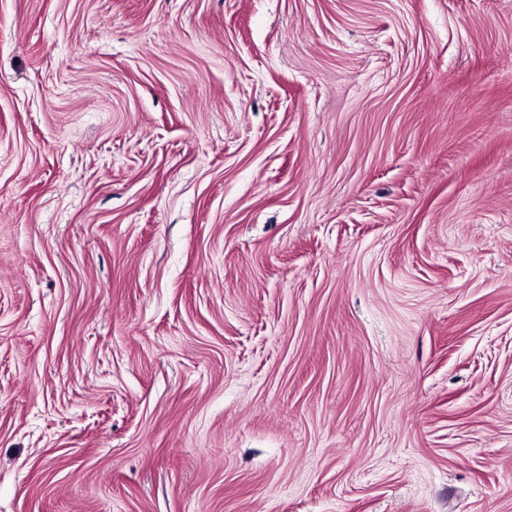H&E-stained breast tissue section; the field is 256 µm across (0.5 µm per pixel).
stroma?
I'll return each instance as SVG.
<instances>
[{"label": "stroma", "instance_id": "obj_1", "mask_svg": "<svg viewBox=\"0 0 512 512\" xmlns=\"http://www.w3.org/2000/svg\"><path fill=\"white\" fill-rule=\"evenodd\" d=\"M0 512H512V0H0Z\"/></svg>", "mask_w": 512, "mask_h": 512}]
</instances>
